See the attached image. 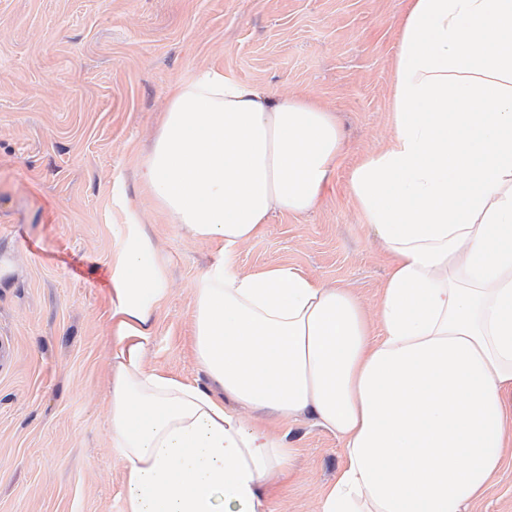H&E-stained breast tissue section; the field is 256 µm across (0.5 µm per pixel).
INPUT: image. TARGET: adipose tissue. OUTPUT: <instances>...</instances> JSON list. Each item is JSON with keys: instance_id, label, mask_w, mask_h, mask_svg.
<instances>
[{"instance_id": "obj_1", "label": "adipose tissue", "mask_w": 512, "mask_h": 512, "mask_svg": "<svg viewBox=\"0 0 512 512\" xmlns=\"http://www.w3.org/2000/svg\"><path fill=\"white\" fill-rule=\"evenodd\" d=\"M390 135L349 192L393 257L376 317L289 266L236 269L272 213L315 208L343 148L334 113L232 73L176 87L141 166L172 223L215 243L193 285L204 382L148 368L166 262L112 227L108 432L124 512H265L312 416L343 464L317 512H465L512 447V0H409Z\"/></svg>"}]
</instances>
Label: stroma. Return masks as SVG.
I'll return each mask as SVG.
<instances>
[{
  "instance_id": "1",
  "label": "stroma",
  "mask_w": 512,
  "mask_h": 512,
  "mask_svg": "<svg viewBox=\"0 0 512 512\" xmlns=\"http://www.w3.org/2000/svg\"><path fill=\"white\" fill-rule=\"evenodd\" d=\"M407 0H0V512H122L107 435L111 225L123 199L164 257L170 298L151 367L204 381L193 284L219 247L162 212L140 177L176 83L233 73L334 112L344 147L313 211L273 214L234 253L239 271L287 265L350 288L374 311L391 257L348 190L386 141L391 62ZM292 472L267 512H315L342 464L312 419L283 427ZM469 512H512V454Z\"/></svg>"
}]
</instances>
